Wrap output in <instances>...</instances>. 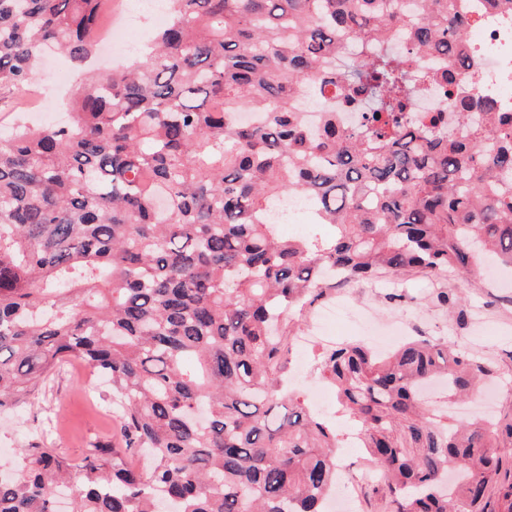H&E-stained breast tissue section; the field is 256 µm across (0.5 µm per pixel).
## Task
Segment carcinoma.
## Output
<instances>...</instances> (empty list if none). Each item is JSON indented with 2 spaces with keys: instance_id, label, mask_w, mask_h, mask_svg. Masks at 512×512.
<instances>
[{
  "instance_id": "1",
  "label": "carcinoma",
  "mask_w": 512,
  "mask_h": 512,
  "mask_svg": "<svg viewBox=\"0 0 512 512\" xmlns=\"http://www.w3.org/2000/svg\"><path fill=\"white\" fill-rule=\"evenodd\" d=\"M100 0H0V92L31 85L42 52L96 46ZM169 21L129 66L88 73L69 123L0 134V408L79 360L112 384L120 443L74 464L23 448L0 512H327L336 428L280 377L293 315L380 271L512 266V115L455 89L473 18L448 0H168ZM361 54L332 80L336 32ZM410 47L394 52L391 37ZM320 92L363 111L355 131L296 108ZM445 82L467 138L441 112L404 125ZM260 113L240 123L242 110ZM302 195L311 223L282 238L273 201ZM320 374L360 430L396 512H484L493 427L430 412L440 381L473 395L491 365L448 340L380 356L347 344ZM151 453L148 468L135 456Z\"/></svg>"
}]
</instances>
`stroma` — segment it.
<instances>
[{"mask_svg": "<svg viewBox=\"0 0 512 512\" xmlns=\"http://www.w3.org/2000/svg\"><path fill=\"white\" fill-rule=\"evenodd\" d=\"M463 281L457 275L382 273L346 286L343 292L372 308L378 325H387L390 312L398 310L406 316L407 337H442L471 357L489 361L496 369L494 382L487 387L495 418L507 422L512 420V270L500 269L487 277L472 275L467 289ZM458 287L463 290L462 299L438 305L436 289ZM110 399V390L88 365L74 361L63 366L27 403L0 410V470L10 471L17 450L35 442L78 460L90 441L111 440L117 422ZM339 454L340 491L354 493L356 512H393L384 485L356 479L366 467L364 449L343 448Z\"/></svg>", "mask_w": 512, "mask_h": 512, "instance_id": "stroma-1", "label": "stroma"}]
</instances>
